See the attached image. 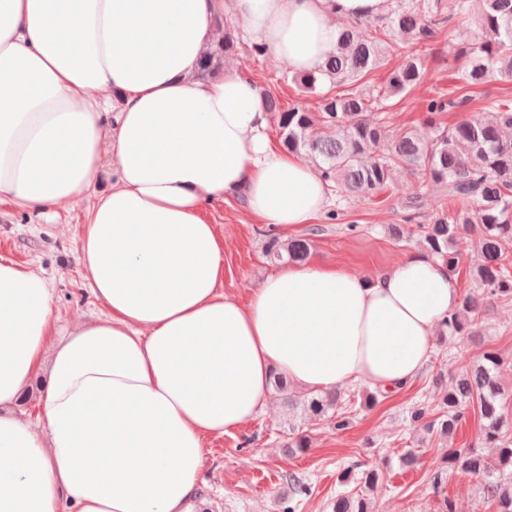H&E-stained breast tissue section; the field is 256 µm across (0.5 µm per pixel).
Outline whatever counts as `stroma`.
<instances>
[{"label": "stroma", "mask_w": 512, "mask_h": 512, "mask_svg": "<svg viewBox=\"0 0 512 512\" xmlns=\"http://www.w3.org/2000/svg\"><path fill=\"white\" fill-rule=\"evenodd\" d=\"M474 34L470 19L464 16L440 28L431 41L418 48L425 60V79L409 93L384 101L382 109L373 111V118L386 119L394 128H413L428 138L433 130L425 121L423 103L436 92L450 91L464 101L460 110L444 115V122L450 125L479 113L487 100L512 103V82L466 87L449 78V56L472 43ZM239 41L243 50L226 59L225 70L246 68L258 88L275 91L282 105L317 111L327 85H320L315 93L301 92L282 80L289 70L286 61L270 55L257 62L250 60L244 50L249 37L240 35ZM418 195L423 206L416 223L428 224L438 211L455 210L442 186L432 185L427 193H420L417 179L401 168L395 170L388 190L372 196L350 197L329 190L323 212L293 230L278 231L258 223L250 216L244 197L228 198L207 213L224 236L221 290L239 301L248 300L252 288L274 270L264 256L273 236L283 241L310 239L312 262L337 264L366 276L382 273L417 250L413 239H394L387 227L402 223L407 202ZM85 210L80 203L38 217L0 204V256L30 265L50 280L52 307L64 325L105 316L78 264ZM483 351L495 352L505 361L498 379L512 410V301H498L489 307L479 336H436L422 374L379 404L358 408L347 430H336L303 412L291 411L281 397L270 395L267 407L256 418L207 440L201 492L209 512H282L281 503L289 495L285 476L291 472L306 475L312 485L311 496L301 501L297 512H330L329 503L337 491L336 473L354 460L379 465L382 470L383 478L370 494L374 512H441L446 501L455 512H494L474 480L453 476L441 496L432 492L428 482L446 450L477 444V418H469L447 439L416 430L410 420L414 404L440 402L453 375ZM292 429L310 439L307 451L292 453L285 448ZM407 448L420 455L418 466L410 471L399 465V455Z\"/></svg>", "instance_id": "1"}]
</instances>
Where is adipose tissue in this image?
I'll use <instances>...</instances> for the list:
<instances>
[{
    "label": "adipose tissue",
    "mask_w": 512,
    "mask_h": 512,
    "mask_svg": "<svg viewBox=\"0 0 512 512\" xmlns=\"http://www.w3.org/2000/svg\"><path fill=\"white\" fill-rule=\"evenodd\" d=\"M387 0H0V203L88 208L78 261L104 320L61 328L52 288L0 258V512H191L204 441L252 420L282 374L392 392L426 367L460 293L421 253L367 278L320 264L224 296L206 218L244 195L261 223H310L326 182L268 135L240 72L197 79L230 11L293 71ZM48 369L37 421L5 414Z\"/></svg>",
    "instance_id": "ef3b65f1"
}]
</instances>
